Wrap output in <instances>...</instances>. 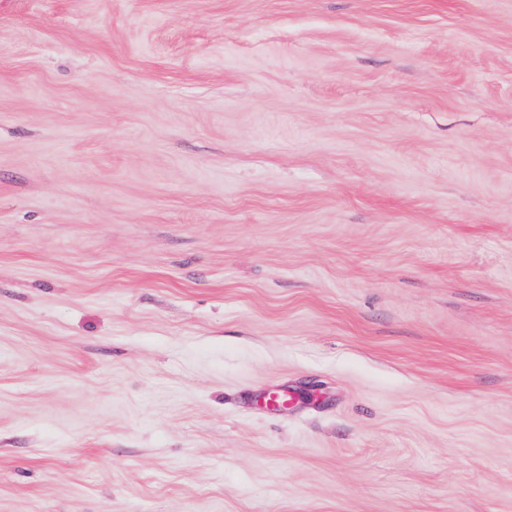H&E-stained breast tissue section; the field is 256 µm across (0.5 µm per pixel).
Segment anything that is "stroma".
<instances>
[{
	"mask_svg": "<svg viewBox=\"0 0 512 512\" xmlns=\"http://www.w3.org/2000/svg\"><path fill=\"white\" fill-rule=\"evenodd\" d=\"M0 512H512V0H0Z\"/></svg>",
	"mask_w": 512,
	"mask_h": 512,
	"instance_id": "1",
	"label": "stroma"
}]
</instances>
